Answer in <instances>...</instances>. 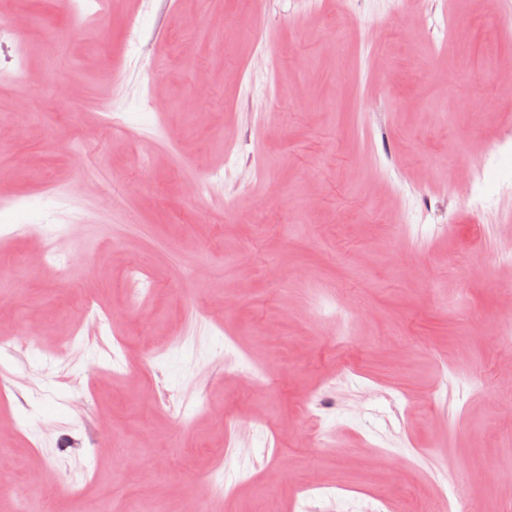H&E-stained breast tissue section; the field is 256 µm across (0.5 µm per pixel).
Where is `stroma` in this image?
<instances>
[{
  "label": "stroma",
  "mask_w": 512,
  "mask_h": 512,
  "mask_svg": "<svg viewBox=\"0 0 512 512\" xmlns=\"http://www.w3.org/2000/svg\"><path fill=\"white\" fill-rule=\"evenodd\" d=\"M20 17L0 512H512L471 478L512 467V347L481 334L512 321V7L0 0ZM477 179L479 213L451 190Z\"/></svg>",
  "instance_id": "stroma-1"
}]
</instances>
